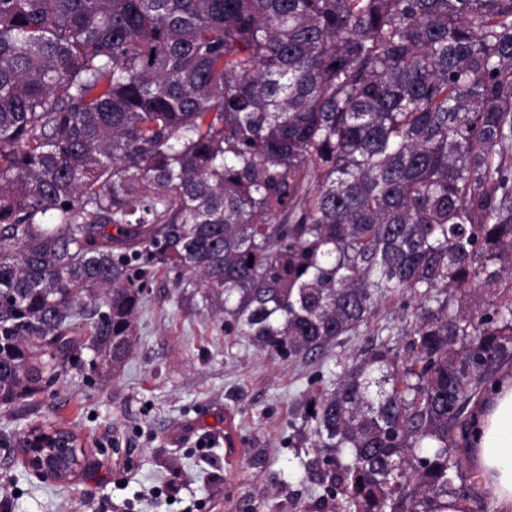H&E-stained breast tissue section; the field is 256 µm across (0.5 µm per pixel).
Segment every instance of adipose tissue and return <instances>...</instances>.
Segmentation results:
<instances>
[{
    "label": "adipose tissue",
    "mask_w": 512,
    "mask_h": 512,
    "mask_svg": "<svg viewBox=\"0 0 512 512\" xmlns=\"http://www.w3.org/2000/svg\"><path fill=\"white\" fill-rule=\"evenodd\" d=\"M466 465L495 512H512V365L488 385L464 438Z\"/></svg>",
    "instance_id": "ef3b65f1"
}]
</instances>
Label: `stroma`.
Masks as SVG:
<instances>
[{
  "instance_id": "obj_1",
  "label": "stroma",
  "mask_w": 512,
  "mask_h": 512,
  "mask_svg": "<svg viewBox=\"0 0 512 512\" xmlns=\"http://www.w3.org/2000/svg\"><path fill=\"white\" fill-rule=\"evenodd\" d=\"M410 319L406 298L381 301L371 328L308 359L273 361L227 334L203 288L152 270L131 355L94 370L68 359L34 399L0 406V498L8 512H296L324 494L307 399L377 330ZM71 430L86 468L69 483L32 474L19 439L36 425Z\"/></svg>"
}]
</instances>
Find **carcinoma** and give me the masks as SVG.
Listing matches in <instances>:
<instances>
[{"mask_svg":"<svg viewBox=\"0 0 512 512\" xmlns=\"http://www.w3.org/2000/svg\"><path fill=\"white\" fill-rule=\"evenodd\" d=\"M142 258L273 359L417 300L308 418L336 512H440L512 359V0H0L1 406L126 361Z\"/></svg>","mask_w":512,"mask_h":512,"instance_id":"1","label":"carcinoma"}]
</instances>
